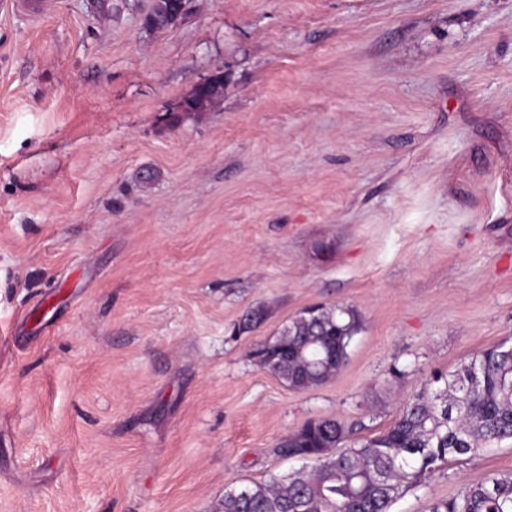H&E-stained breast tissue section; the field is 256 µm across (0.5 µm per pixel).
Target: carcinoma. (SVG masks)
<instances>
[{"mask_svg":"<svg viewBox=\"0 0 512 512\" xmlns=\"http://www.w3.org/2000/svg\"><path fill=\"white\" fill-rule=\"evenodd\" d=\"M170 9H176L174 0L151 4L159 28ZM219 96L194 90L191 107L198 112ZM356 332L352 314L346 319L334 308L305 309L267 343L277 355L264 365L290 387L319 385L343 366ZM351 433L334 418L308 421L277 444V454L315 459L314 469L227 488L215 512H390L400 495L425 482L449 456L512 439V345L505 340L477 351L452 374L432 377L386 431L337 451ZM429 512H512V474L439 499Z\"/></svg>","mask_w":512,"mask_h":512,"instance_id":"1","label":"carcinoma"}]
</instances>
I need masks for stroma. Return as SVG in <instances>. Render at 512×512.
<instances>
[{
    "instance_id": "1",
    "label": "stroma",
    "mask_w": 512,
    "mask_h": 512,
    "mask_svg": "<svg viewBox=\"0 0 512 512\" xmlns=\"http://www.w3.org/2000/svg\"><path fill=\"white\" fill-rule=\"evenodd\" d=\"M150 2L0 0V512H214L512 337V0ZM312 306L358 331L292 389L253 351ZM510 472L450 457L391 512Z\"/></svg>"
}]
</instances>
